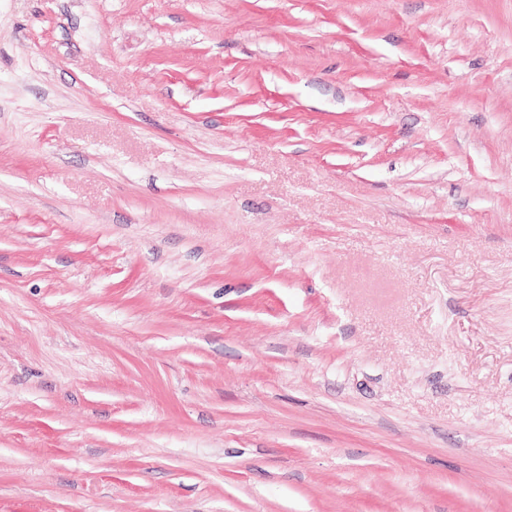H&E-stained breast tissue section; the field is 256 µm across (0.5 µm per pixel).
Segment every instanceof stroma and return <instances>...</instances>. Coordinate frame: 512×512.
Wrapping results in <instances>:
<instances>
[{
	"mask_svg": "<svg viewBox=\"0 0 512 512\" xmlns=\"http://www.w3.org/2000/svg\"><path fill=\"white\" fill-rule=\"evenodd\" d=\"M0 512H512V0H0Z\"/></svg>",
	"mask_w": 512,
	"mask_h": 512,
	"instance_id": "1",
	"label": "stroma"
}]
</instances>
